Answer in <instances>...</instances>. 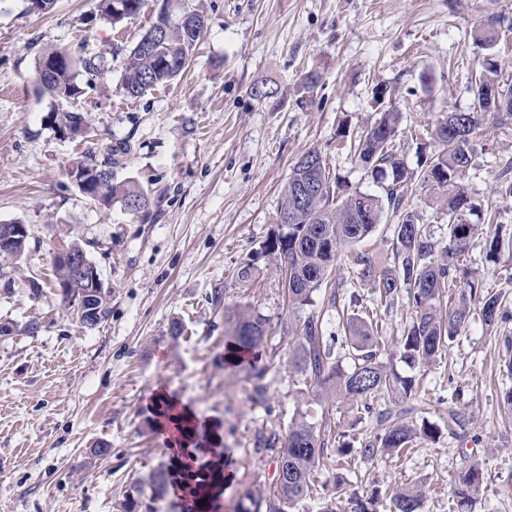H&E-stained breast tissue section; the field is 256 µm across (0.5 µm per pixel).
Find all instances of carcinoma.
I'll return each mask as SVG.
<instances>
[{
    "label": "carcinoma",
    "mask_w": 512,
    "mask_h": 512,
    "mask_svg": "<svg viewBox=\"0 0 512 512\" xmlns=\"http://www.w3.org/2000/svg\"><path fill=\"white\" fill-rule=\"evenodd\" d=\"M145 0H99L101 16L116 24L139 14ZM199 12L183 10L172 18L161 10L136 45L130 50L121 80L123 94L139 98L158 86L175 79L192 61L205 29L195 32L182 21ZM512 29L507 17L490 18L473 30V39L487 50L499 44L502 29ZM164 31L156 39L154 31ZM48 65L55 71L47 74ZM104 70L98 56L77 55L57 47L43 52L36 62L38 83L50 97L76 100L85 93ZM497 84L512 95V82L500 77L496 61L485 59L484 72L472 87ZM401 110L391 106L365 127L355 145L353 162L368 178L385 184L379 192H363L332 177L326 160L318 150L303 157L312 163L297 161L283 187L277 216L289 214L292 223L279 232L278 244L268 247L270 254L284 258L288 273L282 281L288 298V311H300L315 304V297L329 280L341 249L356 246L376 230L386 214L397 217L392 246L393 260L376 265L363 252L352 256L359 282L370 288L369 295L356 291L344 303L336 334L326 336L322 318L308 316L296 325L288 342V367L305 386L309 402L319 405L339 401L348 405L352 422L376 416V428L359 441V447L343 441L336 445V464L359 459L363 462L394 456L416 439L436 441L438 425L427 419L417 422L409 414L417 410L419 379L442 353L465 332L468 323L478 318L495 327L512 319V305L504 296L483 286L475 275L460 282L461 264L473 239L485 234L489 261L497 263L501 255L512 256V228L497 224L483 232L482 213L465 183L474 166L476 134L486 126L512 123V110L497 112L484 106L467 112H441L434 131L444 137L436 140V149L426 167L409 169L400 157L396 139ZM54 131L86 127L82 111L52 112ZM119 149L109 145L98 155H83L70 163L69 170H84L90 176L86 199L96 205L97 198L128 207L141 206L136 213L148 212V194L134 181L105 185L99 194L94 171L112 170ZM316 186V194L304 205L296 201L297 191L305 184ZM428 192L427 201L448 221V245L438 248L427 225L419 222L410 208L413 186ZM496 192L505 201L512 199V161L504 163L496 177ZM406 293L411 306L410 320L391 351H386L378 336V309L390 307L400 293ZM231 338L229 362L247 370V380L254 381V392L265 393L261 384L268 368L261 364L262 351L272 332L267 316L256 310L239 312L229 318ZM402 369H397V366ZM385 394L402 408L375 411L372 403ZM328 422L308 420L298 413L291 419L284 441L269 439L264 451L273 453L275 473L271 492H250L239 503V512H292L298 504L316 492L314 474L328 456ZM483 470L477 463L463 469L455 482L453 495L460 508L471 505L479 496ZM426 498L424 486L405 485L393 497L394 512H422Z\"/></svg>",
    "instance_id": "carcinoma-1"
}]
</instances>
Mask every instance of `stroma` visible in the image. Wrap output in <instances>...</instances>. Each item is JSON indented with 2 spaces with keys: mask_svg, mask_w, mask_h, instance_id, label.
I'll return each instance as SVG.
<instances>
[{
  "mask_svg": "<svg viewBox=\"0 0 512 512\" xmlns=\"http://www.w3.org/2000/svg\"><path fill=\"white\" fill-rule=\"evenodd\" d=\"M98 3L54 0L38 12L29 0H0V223L20 220L29 233L18 262L0 261V327H9L0 330V512H126L135 497L153 512H182L179 494L149 484L172 457L152 410L160 391L211 426L226 476L215 512H237L246 490L272 483L270 458L255 451L260 437L286 432L296 412L317 421L326 411L291 381L282 262L266 250L291 166L315 148L351 187L372 190L337 122L358 131L385 104L403 106L400 150L419 169L412 135L432 142L438 112L470 108L486 57L473 30L494 15L512 18V0H187L207 20L193 62L135 100L120 89L126 55L164 2L148 0L116 25ZM55 46L106 64L78 101L88 131L73 140L47 121L68 102L37 89L36 61ZM311 71L319 80L309 88ZM258 86L270 97H256ZM119 143L130 150L113 177L142 186L148 216L98 208L67 176L76 155ZM478 143L465 182L476 204L512 225V200L494 192L512 160V124ZM64 239L85 248L111 292L100 327H83L55 285L53 253ZM466 264L512 295V261L489 262L483 239ZM239 306L266 315L278 338L259 401L225 358L224 314ZM508 336L512 321H472L423 376L420 400L437 440L359 464L347 492L391 512L396 487L418 483L428 491L423 512H457L454 479L476 461L484 483L470 512H512V407L503 401L512 375L500 368ZM452 409L461 424H449ZM326 412L356 436L371 428L352 424L346 406ZM101 444L107 455H95Z\"/></svg>",
  "mask_w": 512,
  "mask_h": 512,
  "instance_id": "35a3bbf8",
  "label": "stroma"
}]
</instances>
